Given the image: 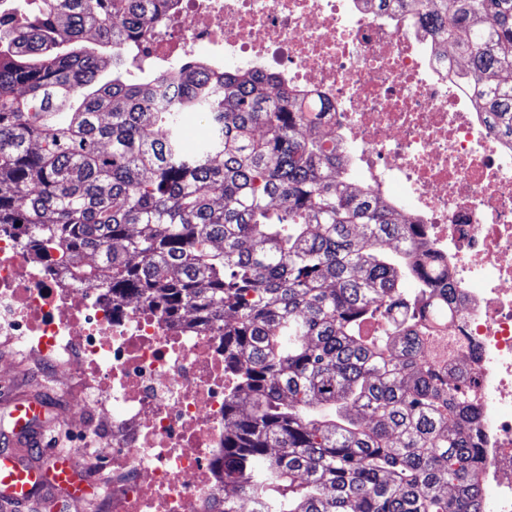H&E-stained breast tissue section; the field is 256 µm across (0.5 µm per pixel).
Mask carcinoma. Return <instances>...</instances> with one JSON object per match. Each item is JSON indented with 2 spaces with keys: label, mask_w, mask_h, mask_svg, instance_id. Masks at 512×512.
Listing matches in <instances>:
<instances>
[{
  "label": "carcinoma",
  "mask_w": 512,
  "mask_h": 512,
  "mask_svg": "<svg viewBox=\"0 0 512 512\" xmlns=\"http://www.w3.org/2000/svg\"><path fill=\"white\" fill-rule=\"evenodd\" d=\"M170 2L0 0V228L116 300L224 321V512H480L478 385L444 367L453 341L425 350L448 289L421 225L347 184L321 105L279 75L131 79ZM378 5L430 6L512 136V81L488 80L512 71V0ZM189 115L209 129L192 150Z\"/></svg>",
  "instance_id": "1"
}]
</instances>
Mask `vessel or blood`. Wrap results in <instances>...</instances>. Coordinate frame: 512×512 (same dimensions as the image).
I'll return each mask as SVG.
<instances>
[{"label": "vessel or blood", "mask_w": 512, "mask_h": 512, "mask_svg": "<svg viewBox=\"0 0 512 512\" xmlns=\"http://www.w3.org/2000/svg\"><path fill=\"white\" fill-rule=\"evenodd\" d=\"M9 430L0 450V502L22 504L40 491H53L60 506L89 500L94 485L71 454L34 455V437L58 420L42 397L20 398L10 406Z\"/></svg>", "instance_id": "1"}]
</instances>
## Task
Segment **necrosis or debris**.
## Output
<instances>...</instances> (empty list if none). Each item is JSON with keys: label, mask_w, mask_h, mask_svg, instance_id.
<instances>
[{"label": "necrosis or debris", "mask_w": 512, "mask_h": 512, "mask_svg": "<svg viewBox=\"0 0 512 512\" xmlns=\"http://www.w3.org/2000/svg\"><path fill=\"white\" fill-rule=\"evenodd\" d=\"M144 50L248 61L320 94L325 145L358 184L425 230L453 290L444 328L482 393L485 512H512V139L459 75L465 62L411 10L375 0H175ZM0 348L52 374L66 423L93 437L102 512H223L224 326L196 331L49 272L19 225L0 231Z\"/></svg>", "instance_id": "1"}]
</instances>
